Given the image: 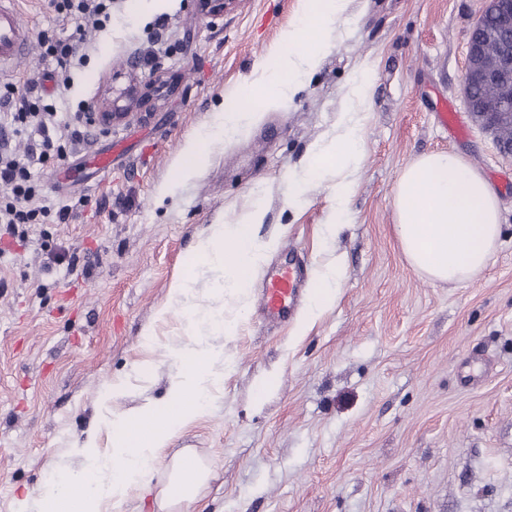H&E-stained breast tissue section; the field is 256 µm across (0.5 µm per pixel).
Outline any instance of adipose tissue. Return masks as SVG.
Here are the masks:
<instances>
[{
  "label": "adipose tissue",
  "instance_id": "ef3b65f1",
  "mask_svg": "<svg viewBox=\"0 0 512 512\" xmlns=\"http://www.w3.org/2000/svg\"><path fill=\"white\" fill-rule=\"evenodd\" d=\"M348 0H303L299 24L289 26L271 53V62L247 84L224 99L218 130L231 136L250 127L258 112L246 105L260 98L270 107L292 99L303 77L313 72L337 25L346 18ZM356 113H344L336 133L317 147L308 168L311 178L336 174V221L344 222L351 184L349 175L363 152ZM395 230L410 267L430 281L458 284L483 270L500 235V208L489 182L462 156L431 152L418 156L399 173L394 197ZM264 219L261 204L232 224L211 225L196 254L222 275L220 295L231 298L238 312L250 306L253 275L274 249L257 228ZM182 363L166 390L163 405H146L112 422V443L104 448L90 433L80 452L88 470L60 474L37 491L39 512H127L131 498L153 496L157 512H180L200 496L212 467L192 454L165 459L170 441L213 402L218 390V352L199 331L174 350Z\"/></svg>",
  "mask_w": 512,
  "mask_h": 512
}]
</instances>
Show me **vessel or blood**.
<instances>
[{
	"label": "vessel or blood",
	"instance_id": "1",
	"mask_svg": "<svg viewBox=\"0 0 512 512\" xmlns=\"http://www.w3.org/2000/svg\"><path fill=\"white\" fill-rule=\"evenodd\" d=\"M31 51V38L19 7V0H0V75L11 73ZM304 269L296 255L268 268L258 310L270 321H288L295 310Z\"/></svg>",
	"mask_w": 512,
	"mask_h": 512
}]
</instances>
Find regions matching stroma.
I'll use <instances>...</instances> for the list:
<instances>
[{"label":"stroma","mask_w":512,"mask_h":512,"mask_svg":"<svg viewBox=\"0 0 512 512\" xmlns=\"http://www.w3.org/2000/svg\"><path fill=\"white\" fill-rule=\"evenodd\" d=\"M486 0H351L320 66L294 99L258 123L208 142L205 163L179 176L188 139L207 132L225 94L269 61L298 23L299 0H237L223 18L195 0H114L88 29L89 60L57 111L93 108L113 74L139 59L141 76L176 83L147 118L89 129L62 161L33 168L42 205L72 217L0 240V512L50 474L80 470L87 429L163 403L185 335L222 280L195 257L202 232L261 202L272 263L286 250L309 276L338 262L334 306L310 322L262 321L211 334L229 359L221 396L171 441L216 464L184 512H512V156L473 119L463 92L470 30ZM31 55L8 80L53 72L44 37L67 38L75 17L21 0ZM371 97L348 96L363 72ZM452 103L459 137L439 117ZM362 116L363 161L349 221L336 236L335 176L290 200L310 155L342 112ZM461 154L495 191L502 236L486 268L459 285L417 275L395 232L396 179L415 157ZM112 155L100 179L93 156ZM194 269V293L169 289Z\"/></svg>","instance_id":"35a3bbf8"}]
</instances>
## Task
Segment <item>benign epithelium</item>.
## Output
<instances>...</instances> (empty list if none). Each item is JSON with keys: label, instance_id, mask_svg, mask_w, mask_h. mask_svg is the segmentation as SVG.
Returning <instances> with one entry per match:
<instances>
[{"label": "benign epithelium", "instance_id": "benign-epithelium-1", "mask_svg": "<svg viewBox=\"0 0 512 512\" xmlns=\"http://www.w3.org/2000/svg\"><path fill=\"white\" fill-rule=\"evenodd\" d=\"M196 2L202 13L218 17L238 0ZM472 34L480 35V39L469 46L465 95L475 122L497 135L512 126V0H487ZM477 83L496 89L498 101L494 109L473 105V86ZM163 92H174V85L161 72L155 71L144 80L129 73L124 86L112 89V96L101 100L94 111L84 116L88 124L107 133L116 125L150 112L152 102Z\"/></svg>", "mask_w": 512, "mask_h": 512}]
</instances>
